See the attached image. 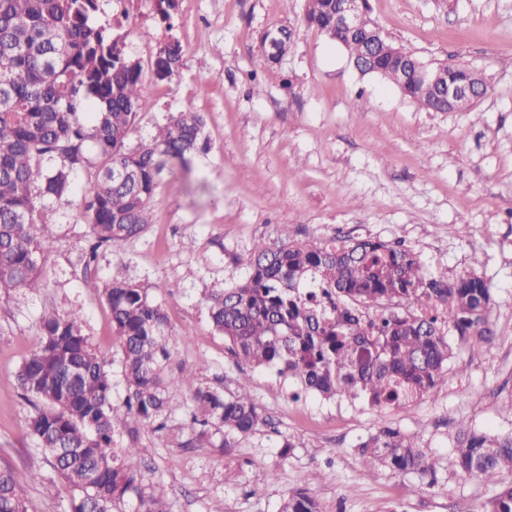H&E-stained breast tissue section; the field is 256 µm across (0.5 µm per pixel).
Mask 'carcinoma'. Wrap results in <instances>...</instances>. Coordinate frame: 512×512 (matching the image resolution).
<instances>
[{
	"label": "carcinoma",
	"mask_w": 512,
	"mask_h": 512,
	"mask_svg": "<svg viewBox=\"0 0 512 512\" xmlns=\"http://www.w3.org/2000/svg\"><path fill=\"white\" fill-rule=\"evenodd\" d=\"M178 0H155L166 29ZM99 0H0V293L43 286L39 258L50 237L39 214L68 198L73 177L94 179L76 204L90 230L89 260L103 245L140 236L151 223L150 202L164 167L187 173L189 156L206 149L204 115L169 114L146 142L130 137L142 90V66L127 57L110 28L98 23ZM306 23L341 44L356 70L395 85L428 112H448V102L404 78L399 51L368 15L363 34L336 30V0H306ZM292 32L273 26L261 36L259 64L269 69L290 48ZM185 49L170 38L151 63L159 81L176 77ZM438 81L469 85L482 97L487 86L461 63L433 68ZM254 243L245 282L209 297V316L241 364L268 367L301 390L326 399L363 398L372 406L406 410L413 400L448 385L452 344L474 352L489 341L491 288L474 271L451 279L428 274L410 249L379 239L296 241L287 235ZM104 295L123 354L128 395L112 403L106 361L83 333L78 311L40 318L37 348L18 371L21 390L42 401L28 428L73 491L70 512H113L137 499L135 512H167L144 492L139 449L112 447L120 423L158 416L168 402L162 362L169 357L166 315L146 289L114 279ZM406 304L405 311L370 310ZM193 422L224 427V447L263 421L246 377L222 393L198 388ZM362 453L398 473L434 475V464L400 429L382 427L360 442ZM459 468L497 486L483 510L512 512V434L463 427L456 439ZM0 512H26L14 472L0 467ZM279 512H320L306 487L283 500Z\"/></svg>",
	"instance_id": "1"
}]
</instances>
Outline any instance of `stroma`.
Listing matches in <instances>:
<instances>
[{
    "mask_svg": "<svg viewBox=\"0 0 512 512\" xmlns=\"http://www.w3.org/2000/svg\"><path fill=\"white\" fill-rule=\"evenodd\" d=\"M382 33L425 62H463L488 92L463 112H428L392 84L361 76L347 52L303 20L305 0H178L173 30L139 0L133 27L117 30L145 69L132 144L169 113L206 117V151L181 182L162 181L152 222L139 237L100 249L86 267L88 228L73 206L46 212L52 236L40 260L44 286L0 296V467H10L27 512H69L71 491L27 427L34 411L17 372L39 341L47 310L80 309L85 333L110 363L112 401L127 388L122 352L101 294L112 278L146 288L167 317L169 403L159 417L119 427L117 448L141 450L146 492L168 512H278L311 471L320 512H456L482 506L493 485L456 466L459 423L512 432V0H368ZM288 26L293 46L260 72L259 37ZM186 53L179 74L148 71L160 41ZM325 242L378 238L415 250L425 268L483 276L497 299L493 336L481 353L456 345L448 384L397 413L363 399L329 401L268 368H244L208 315L211 293L249 275L260 239ZM196 368L193 384L178 380ZM251 383L265 422L224 445V429L192 425L196 387ZM393 425L433 459L436 479L374 464L359 444ZM291 441L281 456L283 441ZM41 472L44 482L31 478Z\"/></svg>",
    "mask_w": 512,
    "mask_h": 512,
    "instance_id": "obj_1",
    "label": "stroma"
}]
</instances>
